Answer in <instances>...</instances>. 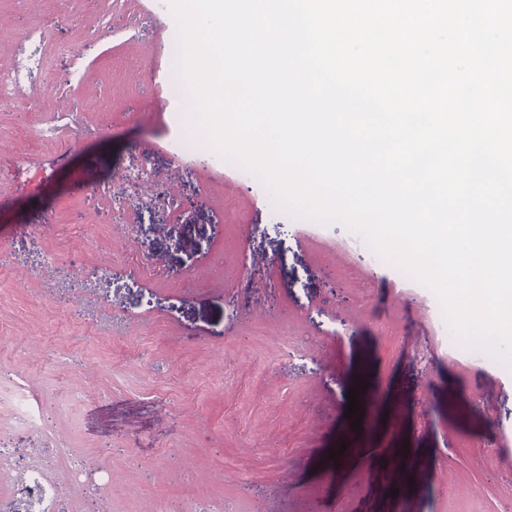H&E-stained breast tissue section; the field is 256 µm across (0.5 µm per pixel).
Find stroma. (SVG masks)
I'll use <instances>...</instances> for the list:
<instances>
[{
    "instance_id": "1",
    "label": "stroma",
    "mask_w": 512,
    "mask_h": 512,
    "mask_svg": "<svg viewBox=\"0 0 512 512\" xmlns=\"http://www.w3.org/2000/svg\"><path fill=\"white\" fill-rule=\"evenodd\" d=\"M178 39L168 0H0V70L47 60L0 104V490L36 468L63 512H507L512 372L343 223L183 153Z\"/></svg>"
}]
</instances>
